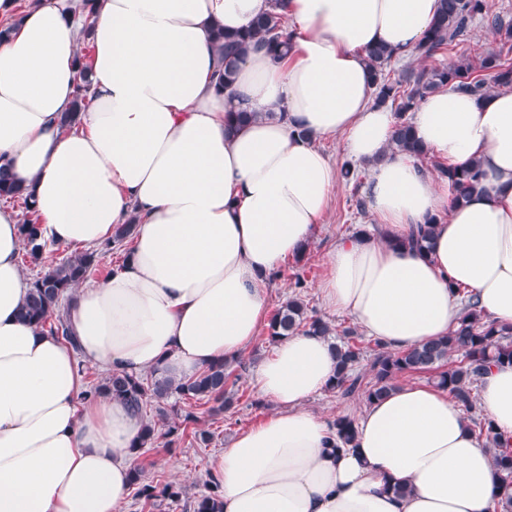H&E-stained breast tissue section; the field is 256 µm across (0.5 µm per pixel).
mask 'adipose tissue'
I'll return each instance as SVG.
<instances>
[{
	"label": "adipose tissue",
	"mask_w": 512,
	"mask_h": 512,
	"mask_svg": "<svg viewBox=\"0 0 512 512\" xmlns=\"http://www.w3.org/2000/svg\"><path fill=\"white\" fill-rule=\"evenodd\" d=\"M277 8L282 58L249 49L217 91L215 34ZM438 0H32L0 39V165L29 192L45 241L94 248L135 223L130 253L69 303L78 348L23 321L21 219L0 208V512H123L142 425L126 404L81 400L82 363L180 379L241 357L267 327L264 286L327 212L337 165L316 145L340 134L369 169L377 229L339 240L319 285L391 349L448 335L458 289L512 325V89L440 90L410 114L448 167L483 187L453 203L446 178L389 147L366 50L414 56ZM91 89L71 127L80 30ZM250 120L229 131L231 115ZM437 218L433 248L404 247ZM336 361L326 338L282 339L254 371L278 406L213 459L224 512H497L512 487L446 392L398 387L365 406L352 447L309 409ZM484 413L512 439V365L480 379Z\"/></svg>",
	"instance_id": "ef3b65f1"
}]
</instances>
